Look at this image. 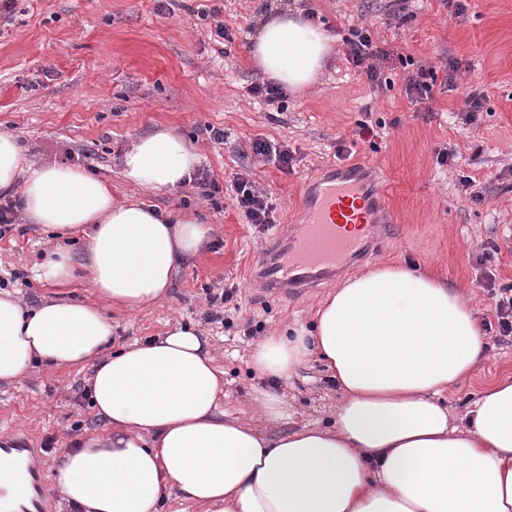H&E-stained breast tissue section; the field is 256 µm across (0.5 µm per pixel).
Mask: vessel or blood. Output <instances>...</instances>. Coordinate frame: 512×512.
I'll use <instances>...</instances> for the list:
<instances>
[{
  "label": "vessel or blood",
  "mask_w": 512,
  "mask_h": 512,
  "mask_svg": "<svg viewBox=\"0 0 512 512\" xmlns=\"http://www.w3.org/2000/svg\"><path fill=\"white\" fill-rule=\"evenodd\" d=\"M299 221L262 252L258 278L270 293L317 288L366 259L386 238L390 211L361 165L337 167L306 187ZM36 449L16 438L0 441V512H48Z\"/></svg>",
  "instance_id": "b4317fda"
}]
</instances>
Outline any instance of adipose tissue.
<instances>
[{
    "label": "adipose tissue",
    "instance_id": "ef3b65f1",
    "mask_svg": "<svg viewBox=\"0 0 512 512\" xmlns=\"http://www.w3.org/2000/svg\"><path fill=\"white\" fill-rule=\"evenodd\" d=\"M336 49L299 8L262 22L250 56L284 90L314 84ZM199 163L175 129L141 136L122 160L126 182L172 190ZM21 193L29 223L86 238L95 293L126 310L162 300L179 266L209 240L202 219L137 199L114 202L103 181L28 161L0 133V194ZM469 301L415 266L384 263L321 302L312 329L266 337L251 357L284 381L311 357L344 393L331 428L280 436L220 408L222 373L208 342L174 325L105 354L112 324L92 304L51 300L24 309L0 291V383L35 361L90 365L87 393L103 432L63 453L53 488L81 512H159L168 494L204 512H512V378L487 386L453 425L436 397L485 356Z\"/></svg>",
    "mask_w": 512,
    "mask_h": 512
}]
</instances>
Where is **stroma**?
<instances>
[{
  "label": "stroma",
  "mask_w": 512,
  "mask_h": 512,
  "mask_svg": "<svg viewBox=\"0 0 512 512\" xmlns=\"http://www.w3.org/2000/svg\"><path fill=\"white\" fill-rule=\"evenodd\" d=\"M316 12L337 41L320 79L288 93L283 111L250 96L262 79L249 54L263 9L281 5ZM218 18H211V11ZM230 39L217 41L215 20ZM369 27L383 55L381 87L348 61L345 37ZM458 61L454 85L437 81L431 106L412 102L408 76L418 66L443 71ZM485 94L474 124L460 118L463 92ZM373 126V142L356 134ZM223 130L214 147L207 127ZM176 128L193 143L199 165L222 190L215 200L195 188L144 191L125 182L122 158L139 136ZM0 132L16 136L30 160L81 168L102 180L115 201L137 197L163 209L199 212L211 228L208 248L179 268L170 293L156 306L131 312L107 309L112 345L120 348L160 335L175 324L191 326L214 348L224 373V414L253 425L256 390L269 381L251 366L266 335L310 326L319 303L338 283L382 261L426 266L473 300L488 324L486 355L468 379L442 394L455 421L490 383L512 377V337L498 339L494 303L483 286L512 287V0H468L456 15L445 0H15L13 21L0 23ZM294 150L292 171L259 163L249 153L255 136ZM345 141L353 163L376 164L394 225L367 260L319 288L273 297L253 287L261 246L269 230L248 223L237 207L232 182L245 177L277 208L286 231L304 181L336 164V143ZM448 148L453 165L439 166L436 151ZM468 175L484 199H467L459 184ZM56 238L41 225L25 224L0 240V276L25 274L11 285L35 307L49 299L94 301L81 260L82 237L65 246L77 262L73 280L53 285L37 275ZM496 247L480 266L483 249ZM232 290L220 313L225 325L205 322L207 296ZM88 368L33 366L16 384L0 383V438L21 435L40 449L38 466L51 479L61 453L85 432L102 426L83 393ZM285 417L270 434L305 425L332 426L341 394L324 363L311 358L285 384Z\"/></svg>",
  "instance_id": "1"
}]
</instances>
